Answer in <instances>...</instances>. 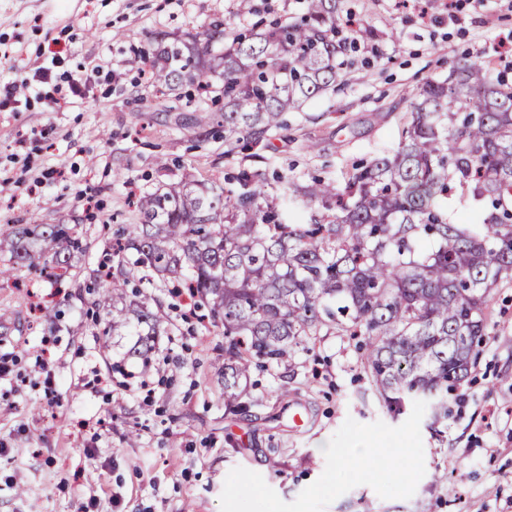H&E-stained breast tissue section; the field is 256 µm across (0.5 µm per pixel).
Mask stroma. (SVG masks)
<instances>
[{
  "label": "stroma",
  "mask_w": 512,
  "mask_h": 512,
  "mask_svg": "<svg viewBox=\"0 0 512 512\" xmlns=\"http://www.w3.org/2000/svg\"><path fill=\"white\" fill-rule=\"evenodd\" d=\"M305 8L253 0L241 16L235 0H0V83L50 66L54 44L66 49L67 71L99 65L119 76L59 109L32 97L0 112V234L65 224L82 242L59 286L42 259L21 266L0 249V364L11 368L0 379V512H221L236 467L290 502L321 476L323 450L346 419L388 421L355 339L324 332L288 363L254 369L248 411L228 414L224 329L190 312L173 280L128 282L160 322L145 361L136 335L105 333L112 302L89 287L118 265L117 230L140 221L132 194L253 171L284 189L314 177L339 184L397 148L424 81L471 60L512 84V0H342L375 33L359 48L367 65L284 113L265 147L228 156L223 126L196 125L202 106L223 117L222 78L205 75L204 99L188 83L156 92L144 54L158 43L217 22L226 38L247 36L298 21ZM489 310L447 420L421 421L425 474L414 495L384 499L359 485L325 512H512V277ZM292 404L307 416L298 429ZM437 470L457 497L433 482Z\"/></svg>",
  "instance_id": "stroma-1"
}]
</instances>
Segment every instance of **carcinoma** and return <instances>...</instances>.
Returning a JSON list of instances; mask_svg holds the SVG:
<instances>
[{"mask_svg": "<svg viewBox=\"0 0 512 512\" xmlns=\"http://www.w3.org/2000/svg\"><path fill=\"white\" fill-rule=\"evenodd\" d=\"M300 24H275L224 53L214 24L157 48L152 76L172 91L210 73L224 78V153L259 143L282 114L350 82L354 41L338 25L339 0H307ZM397 149L356 169L342 188L321 179L292 183L306 216L285 224L282 190L259 172L238 187L173 183L139 199L140 223L128 246V273L147 269L184 277L224 327V402L244 412L253 367L291 360L305 339L334 329L365 339V366L388 413L422 400L448 417V392L464 381L487 336L488 306L512 276V87L493 83L477 62L457 64L423 84ZM480 202L465 224L448 220L451 184ZM19 265L39 248L65 277L79 248L64 227L31 241L3 240ZM112 330L130 322L118 285ZM157 320L144 310L140 343L149 348Z\"/></svg>", "mask_w": 512, "mask_h": 512, "instance_id": "carcinoma-1", "label": "carcinoma"}]
</instances>
